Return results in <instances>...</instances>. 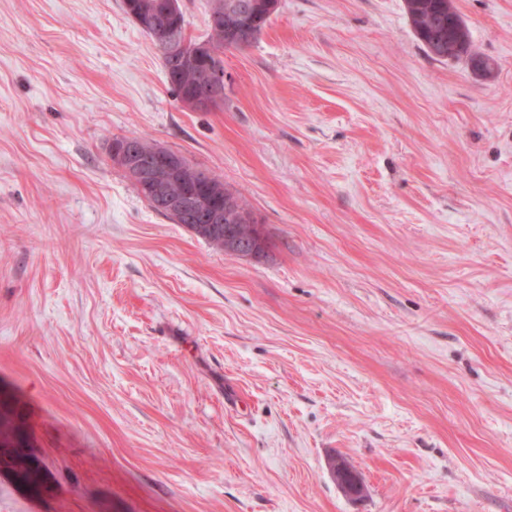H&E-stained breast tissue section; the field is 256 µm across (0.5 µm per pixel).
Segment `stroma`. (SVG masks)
<instances>
[{
  "mask_svg": "<svg viewBox=\"0 0 512 512\" xmlns=\"http://www.w3.org/2000/svg\"><path fill=\"white\" fill-rule=\"evenodd\" d=\"M279 0L185 109L122 0H0V512H512V0ZM144 136L271 243L214 250L114 167ZM364 485L347 497L334 461ZM405 6L414 32L430 54H433L437 59L444 60H448V57L451 55H463L461 42L452 41L451 38H448V28L457 24L456 21H448V17H457L462 21L457 12L454 0H405ZM435 21H442L443 23L441 25L435 24L432 26ZM459 33L462 38V43L465 45L464 48L466 49L465 54L467 55V59L463 60L459 58L455 62L464 61L469 66L470 62L474 61L475 58L488 63L491 62L490 59L483 57L474 50L465 24ZM487 65L492 64L481 63L478 64L477 67L482 71ZM19 400L15 397L5 399L0 410V467L12 477L35 470L41 481L45 465L31 451L23 424L17 414Z\"/></svg>",
  "mask_w": 512,
  "mask_h": 512,
  "instance_id": "stroma-1",
  "label": "stroma"
}]
</instances>
